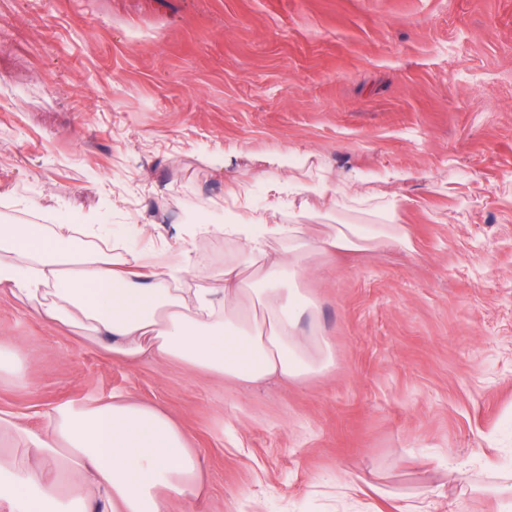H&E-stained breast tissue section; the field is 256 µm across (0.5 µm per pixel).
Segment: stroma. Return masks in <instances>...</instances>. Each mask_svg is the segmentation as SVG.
I'll list each match as a JSON object with an SVG mask.
<instances>
[{"label": "stroma", "mask_w": 512, "mask_h": 512, "mask_svg": "<svg viewBox=\"0 0 512 512\" xmlns=\"http://www.w3.org/2000/svg\"><path fill=\"white\" fill-rule=\"evenodd\" d=\"M279 176L345 186L312 236L406 243L305 253L334 365L242 383L130 367L0 289V411L124 394L163 410L204 467L182 512H499L512 478V0H0V223L104 217L150 266L190 248L213 285L239 242L191 224L266 204ZM409 169V181L388 171ZM248 199L234 197V190Z\"/></svg>", "instance_id": "stroma-1"}]
</instances>
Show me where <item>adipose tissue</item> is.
<instances>
[{
	"mask_svg": "<svg viewBox=\"0 0 512 512\" xmlns=\"http://www.w3.org/2000/svg\"><path fill=\"white\" fill-rule=\"evenodd\" d=\"M267 217L225 225L243 242L220 284L187 291L178 285L195 267L189 250L165 269L132 267L122 253L96 241L99 224H0V288L40 319L70 329L78 342H107L113 357L134 367L145 357L179 360L235 381L272 377L299 381L334 363L331 344L305 336L299 324L312 301L293 282L311 247L361 250L393 242L395 202L383 223L340 224L311 243L301 219L309 200L330 196L328 186L274 181ZM288 211L291 224L277 213ZM285 236L287 253L274 255L267 240ZM0 512H174L199 499L202 465L178 425L156 406L121 394L87 405L52 407L43 430L0 413ZM67 470L60 485L49 472Z\"/></svg>",
	"mask_w": 512,
	"mask_h": 512,
	"instance_id": "adipose-tissue-1",
	"label": "adipose tissue"
}]
</instances>
